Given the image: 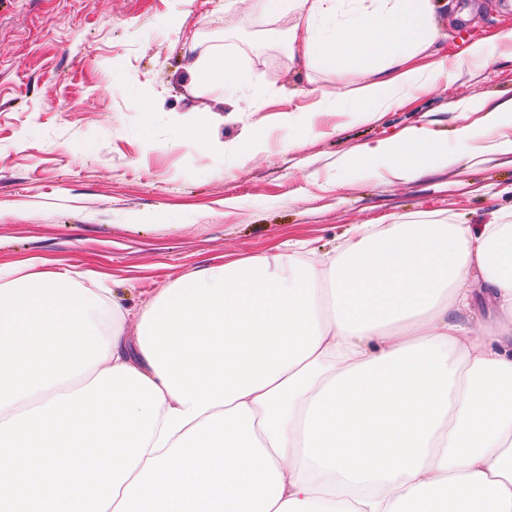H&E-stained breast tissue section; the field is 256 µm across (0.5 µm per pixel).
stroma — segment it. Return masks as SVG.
Instances as JSON below:
<instances>
[{
	"label": "stroma",
	"instance_id": "obj_1",
	"mask_svg": "<svg viewBox=\"0 0 512 512\" xmlns=\"http://www.w3.org/2000/svg\"><path fill=\"white\" fill-rule=\"evenodd\" d=\"M225 2L0 0V263L51 259L134 314L183 275L285 243L323 254L359 224L475 226L512 210V153L495 148L512 129L484 133L470 109L512 101V47L367 121L316 106L357 96L363 69L306 68L284 20L259 0ZM435 4L443 55L512 26V0ZM216 48L253 75L231 99L189 70ZM292 110L314 131L285 129ZM464 126V157L420 178L357 165L360 147L406 129L452 144ZM199 130L222 153L205 156ZM255 136L267 151L244 158Z\"/></svg>",
	"mask_w": 512,
	"mask_h": 512
}]
</instances>
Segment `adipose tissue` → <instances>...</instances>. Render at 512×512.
Masks as SVG:
<instances>
[{"instance_id":"adipose-tissue-1","label":"adipose tissue","mask_w":512,"mask_h":512,"mask_svg":"<svg viewBox=\"0 0 512 512\" xmlns=\"http://www.w3.org/2000/svg\"><path fill=\"white\" fill-rule=\"evenodd\" d=\"M305 66L373 63L349 102L407 104L490 44L420 56L434 0H261ZM234 96L235 56L194 63ZM410 180L426 129L363 146ZM108 288L0 265V512H512V224L356 227L335 255L213 264L128 332Z\"/></svg>"}]
</instances>
